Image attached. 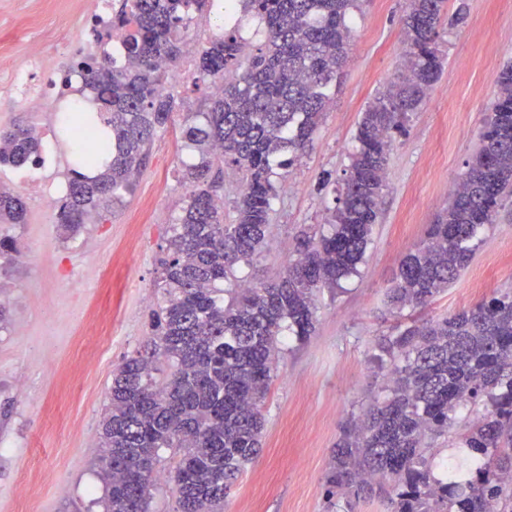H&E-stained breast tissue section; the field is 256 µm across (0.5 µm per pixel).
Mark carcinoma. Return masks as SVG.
I'll use <instances>...</instances> for the list:
<instances>
[{"label": "carcinoma", "instance_id": "obj_1", "mask_svg": "<svg viewBox=\"0 0 512 512\" xmlns=\"http://www.w3.org/2000/svg\"><path fill=\"white\" fill-rule=\"evenodd\" d=\"M207 0H123L112 20L95 22L94 39L121 43L122 62L87 53L74 66L97 106L64 125L82 144L84 128L101 129L79 148L57 223L75 234L128 189L146 166V146L180 103L166 92L182 57L193 13ZM445 0H409L400 68L363 112L343 191L326 228L295 236L292 258L265 287L239 281L233 269L266 243L276 182L312 148L331 89L353 42L358 0H238L254 14L264 41L256 50L235 26L198 51L201 82H223L206 111L186 113L181 136L197 153L182 175L189 186L168 225L163 265L165 304L155 336L112 378L100 433L97 475L105 512H150L159 450L178 448L174 467L180 512H224V497L257 454L260 411L273 379L283 327L311 335L315 293L358 271L377 223L392 133L430 95L442 72L437 38ZM495 93L478 151L449 192L448 206L426 241L408 251L388 289L391 306L426 307L471 261L478 229L512 200V67L494 79ZM42 139L18 119L0 131V165L36 164ZM242 173L232 223L216 193V161ZM26 203L0 191V224H23ZM381 348L389 356L386 391L344 431L333 452L327 492L356 498L388 494L390 512H512V294L445 318L414 322ZM482 404L459 437L471 451L468 478L432 475L430 440L455 430L458 410Z\"/></svg>", "mask_w": 512, "mask_h": 512}]
</instances>
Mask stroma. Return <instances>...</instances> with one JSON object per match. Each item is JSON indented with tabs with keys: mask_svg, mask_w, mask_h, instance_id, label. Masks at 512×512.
I'll list each match as a JSON object with an SVG mask.
<instances>
[{
	"mask_svg": "<svg viewBox=\"0 0 512 512\" xmlns=\"http://www.w3.org/2000/svg\"><path fill=\"white\" fill-rule=\"evenodd\" d=\"M71 0H0V73L25 51L22 28L36 30L42 58L58 47L82 49L88 19ZM408 0H359L354 45L340 88L314 135V147L288 171L292 190L273 203L267 245L237 276L259 283L281 271L293 238L324 223L336 204L362 112L396 72ZM463 22H456L458 6ZM439 41L440 80L388 157L380 216L355 275L316 294L315 330L305 340L281 336V354L262 405L256 459L224 500V512H387L379 499L326 493L332 450L367 403L383 399L382 337L412 319H441L481 300L512 294V205L481 228L469 266L425 308L393 309L387 299L403 256L425 237L448 204V187L475 154L494 78L512 64V0H447ZM195 62L169 73L167 89L183 105L148 146V162L111 208L68 237L56 215L27 207L23 224H0L14 250L0 254V512H104L97 477L101 424L112 373L153 334L152 312L168 224L189 192L183 163V115L210 95ZM431 442L435 469H466L458 433Z\"/></svg>",
	"mask_w": 512,
	"mask_h": 512,
	"instance_id": "obj_1",
	"label": "stroma"
}]
</instances>
